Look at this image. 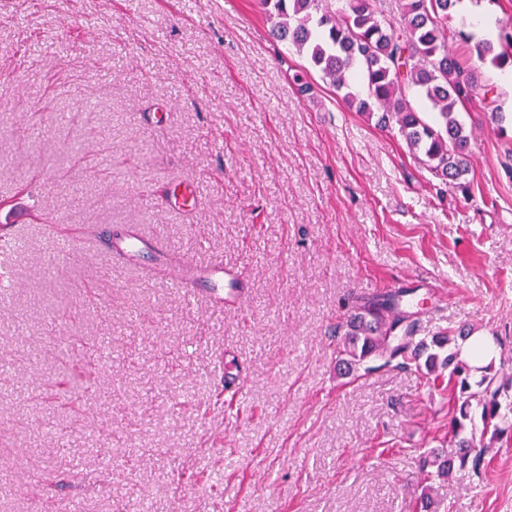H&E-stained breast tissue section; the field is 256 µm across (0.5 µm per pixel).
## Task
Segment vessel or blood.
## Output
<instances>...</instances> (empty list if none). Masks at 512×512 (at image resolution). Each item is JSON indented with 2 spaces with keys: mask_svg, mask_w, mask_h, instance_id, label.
I'll return each instance as SVG.
<instances>
[{
  "mask_svg": "<svg viewBox=\"0 0 512 512\" xmlns=\"http://www.w3.org/2000/svg\"><path fill=\"white\" fill-rule=\"evenodd\" d=\"M112 258L121 262H133L142 268L149 264H165L163 248L158 241L130 234L113 237ZM168 276L185 294L205 296L210 303L219 307L239 303L245 295L243 283L237 273L221 265L183 261L170 266Z\"/></svg>",
  "mask_w": 512,
  "mask_h": 512,
  "instance_id": "obj_1",
  "label": "vessel or blood"
}]
</instances>
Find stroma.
Returning <instances> with one entry per match:
<instances>
[{
  "label": "stroma",
  "mask_w": 512,
  "mask_h": 512,
  "mask_svg": "<svg viewBox=\"0 0 512 512\" xmlns=\"http://www.w3.org/2000/svg\"><path fill=\"white\" fill-rule=\"evenodd\" d=\"M271 26L260 0H0V244L21 243L0 293V512H420L448 393L412 368L336 374L348 303L391 282L424 302L417 337L497 338L512 376V131L492 118L512 108L489 60L448 43L494 91L457 108L466 195ZM103 224L235 268L243 301L113 262ZM64 341L91 372L75 403ZM48 469L67 486L43 493ZM433 487L436 512H512V437Z\"/></svg>",
  "instance_id": "stroma-1"
}]
</instances>
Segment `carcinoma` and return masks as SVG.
Wrapping results in <instances>:
<instances>
[{
	"instance_id": "1",
	"label": "carcinoma",
	"mask_w": 512,
	"mask_h": 512,
	"mask_svg": "<svg viewBox=\"0 0 512 512\" xmlns=\"http://www.w3.org/2000/svg\"><path fill=\"white\" fill-rule=\"evenodd\" d=\"M461 0H405L403 23L379 18L373 0H262L269 17L276 19V40L307 55L313 69L329 80L348 107L367 118L377 117L382 128L392 125L410 150L424 156L426 169L443 184L465 187L469 171V135L455 111L478 87V78L448 50L449 39L464 42L472 32L448 31V15ZM500 51L477 42L478 55H491L497 68L512 66V28L499 34ZM367 86L368 95L352 91L353 76ZM414 88L434 114L428 123L406 98ZM419 306L411 289H393L355 298L336 325L339 336L336 367L340 375L357 377L360 371L414 366L425 377L439 378L448 371L457 408L449 421L448 447L424 456L423 466L436 476L480 468L487 446L476 441L503 434L508 413L501 412V387L496 385L494 363L476 369L460 356L469 331L450 336L440 333L427 340L414 336L411 309ZM88 377L75 369L63 375L64 394L79 398Z\"/></svg>"
}]
</instances>
